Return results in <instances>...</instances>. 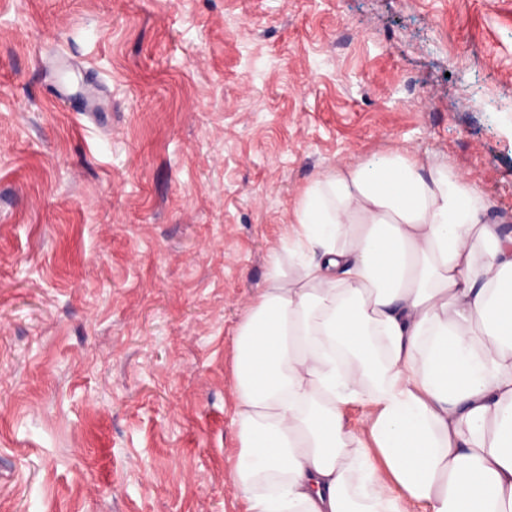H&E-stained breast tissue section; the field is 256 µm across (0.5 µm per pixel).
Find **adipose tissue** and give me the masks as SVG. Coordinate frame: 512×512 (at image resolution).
<instances>
[{"label": "adipose tissue", "instance_id": "ef3b65f1", "mask_svg": "<svg viewBox=\"0 0 512 512\" xmlns=\"http://www.w3.org/2000/svg\"><path fill=\"white\" fill-rule=\"evenodd\" d=\"M487 208L401 153L304 189L236 330L247 512H512V232Z\"/></svg>", "mask_w": 512, "mask_h": 512}]
</instances>
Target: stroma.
<instances>
[{
  "instance_id": "stroma-1",
  "label": "stroma",
  "mask_w": 512,
  "mask_h": 512,
  "mask_svg": "<svg viewBox=\"0 0 512 512\" xmlns=\"http://www.w3.org/2000/svg\"><path fill=\"white\" fill-rule=\"evenodd\" d=\"M390 152L512 227V0H0V512H246L235 327Z\"/></svg>"
}]
</instances>
